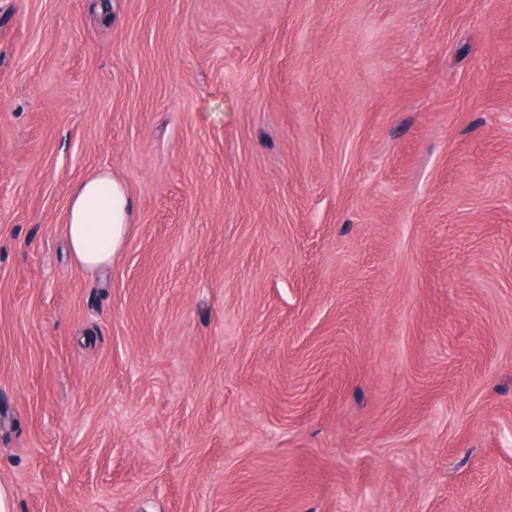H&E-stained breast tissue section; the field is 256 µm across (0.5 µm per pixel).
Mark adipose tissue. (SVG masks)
<instances>
[{
    "instance_id": "adipose-tissue-1",
    "label": "adipose tissue",
    "mask_w": 512,
    "mask_h": 512,
    "mask_svg": "<svg viewBox=\"0 0 512 512\" xmlns=\"http://www.w3.org/2000/svg\"><path fill=\"white\" fill-rule=\"evenodd\" d=\"M134 202L110 171L95 170L75 183L64 234L73 260L89 272L111 267L123 251L133 222Z\"/></svg>"
}]
</instances>
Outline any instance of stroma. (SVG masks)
<instances>
[{"label": "stroma", "mask_w": 512, "mask_h": 512, "mask_svg": "<svg viewBox=\"0 0 512 512\" xmlns=\"http://www.w3.org/2000/svg\"><path fill=\"white\" fill-rule=\"evenodd\" d=\"M0 486L512 512V0H0ZM133 215V199L110 171L98 169L79 180L70 194L64 221L73 260L94 273L112 267L125 247Z\"/></svg>", "instance_id": "stroma-1"}]
</instances>
